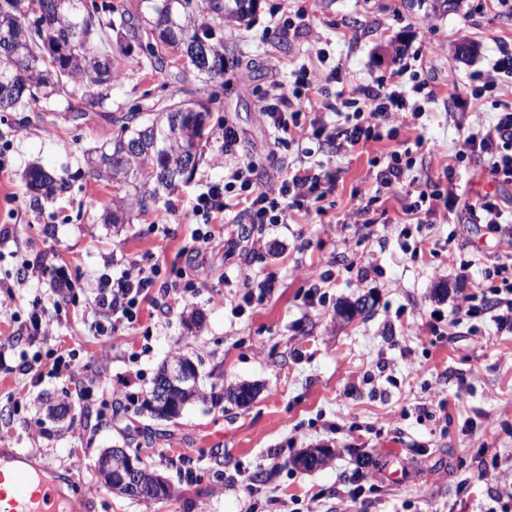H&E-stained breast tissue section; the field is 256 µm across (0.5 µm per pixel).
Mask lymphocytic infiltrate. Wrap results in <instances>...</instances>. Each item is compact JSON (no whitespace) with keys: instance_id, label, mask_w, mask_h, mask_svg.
Returning a JSON list of instances; mask_svg holds the SVG:
<instances>
[{"instance_id":"obj_1","label":"lymphocytic infiltrate","mask_w":512,"mask_h":512,"mask_svg":"<svg viewBox=\"0 0 512 512\" xmlns=\"http://www.w3.org/2000/svg\"><path fill=\"white\" fill-rule=\"evenodd\" d=\"M406 67L394 70L389 79L352 86L348 93L329 94L327 86L342 80V68L330 60L326 49H314L308 62L292 69L288 85H274L260 109L264 124L276 142L300 143L315 140L335 151H350L381 141L383 129L406 112L418 113L423 103L431 102L433 92L424 84H408ZM223 181L208 184L194 201L193 210L203 216L204 225L195 229L193 239L199 249L208 248L216 239L215 227L223 223L231 205H239L252 224H284L292 212L317 207L333 190L334 177L323 166L299 162L289 167L286 176L260 177L253 161L238 157L239 134L225 126ZM423 138L389 152L385 166L376 174V183L385 189H398L410 197L409 215L431 222L449 204L461 202L458 220L463 224H483L491 231L512 239V210L506 209L496 193L478 194L474 203H464L465 191L453 182V166H445L443 188H434L431 180L410 176L412 156L424 147ZM476 158L486 162L492 183H512V107L496 113L492 121L478 131L461 130L455 160ZM114 257H107L105 273L87 302L97 335L109 336L135 323L141 303L151 300V292L166 279L159 264L128 261L119 276L108 272ZM500 286L484 299L481 308L489 313L498 330L512 332V263L502 260L493 265ZM472 305L459 307L448 320L456 326L463 317L473 315Z\"/></svg>"}]
</instances>
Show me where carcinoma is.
Segmentation results:
<instances>
[{"label":"carcinoma","mask_w":512,"mask_h":512,"mask_svg":"<svg viewBox=\"0 0 512 512\" xmlns=\"http://www.w3.org/2000/svg\"><path fill=\"white\" fill-rule=\"evenodd\" d=\"M45 16L35 21L26 13L28 0H0V110L31 102L53 111L62 107L75 118L112 107V86L129 63L145 71L163 73L175 67L190 69L207 80L224 78V22L244 23L256 0H139L134 12L127 4H108L89 11L82 0H39ZM160 101L144 112L132 106L121 113L125 137L102 146L87 159L88 173L131 188L112 196L106 220L132 221L133 204L145 207L160 189H175L198 161L196 140L218 103V96ZM26 184L39 197L67 192L69 180L39 165L28 168ZM200 395V386L177 394L179 409L162 411L150 391L139 406L156 419L180 415ZM240 406L254 397V389L240 384L225 392ZM158 473L140 464L130 497L143 502L166 499L172 488L157 483Z\"/></svg>","instance_id":"carcinoma-1"}]
</instances>
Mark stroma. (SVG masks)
<instances>
[{
    "label": "stroma",
    "instance_id": "obj_1",
    "mask_svg": "<svg viewBox=\"0 0 512 512\" xmlns=\"http://www.w3.org/2000/svg\"><path fill=\"white\" fill-rule=\"evenodd\" d=\"M284 7L307 13L346 81L389 76L401 53L436 98L420 118L401 115L397 139L324 155L336 188L323 214L297 212L289 225L258 226L230 213L218 242L196 255L192 234L201 219L192 205L207 183L224 178V125L237 130L238 152L259 171H284L297 161L296 146L275 144L259 115L268 88L288 82L293 63L310 55L306 41H282ZM475 7V0L448 7L441 0H257L247 25L224 29L223 81L132 65L112 88L111 111L77 121L35 105L0 111L7 164L0 225L11 229L0 243V282L15 279L20 254L52 267L17 288L15 301L0 303V344L16 345L32 308H45L51 334L35 350H76L84 373L80 380L24 374L8 351L0 366V448L19 449L58 474L80 512H512V498L491 478L512 466V333L497 332L480 315L465 319L455 339L442 336L465 295L493 287L483 272L511 249L483 225L458 224L453 211L403 236L409 200L399 192L383 194L366 223L348 218L355 194L372 189L378 161L401 141L426 139L417 172L433 177L454 155L458 127L479 129L498 102L512 105V94L488 98L479 111L466 102L468 83L497 54L496 39L512 42V16H484ZM203 85L218 93L221 106L199 141L202 157L191 179L161 193L132 222L103 223L113 188L89 176L87 151L121 137L114 114ZM34 163L68 177L70 191L34 203L23 177ZM259 237L264 248L252 249ZM113 250L184 269L201 286L192 306L176 305L164 316L146 303L137 323L97 336L85 306ZM464 261L472 268L463 278ZM361 270L368 273L362 282ZM316 279L324 298L311 306L305 294ZM248 290L262 298L245 307ZM360 297L369 298L370 309L343 317L341 305ZM193 308L203 321L191 329ZM437 313L442 322L434 321ZM106 344L112 352L104 360ZM177 354L200 360L202 398L172 421L132 410L113 414V403L145 397L157 368ZM240 383L260 389L246 407L224 396ZM23 385L36 397L67 399L71 427L57 430L35 403L14 410L10 395ZM130 436L141 460L168 477L172 497L144 503L104 485L100 453ZM318 449L327 452L326 463L302 468L299 457ZM361 454L373 465L360 474ZM77 458L82 468L73 467ZM355 476L364 490L351 501Z\"/></svg>",
    "mask_w": 512,
    "mask_h": 512
}]
</instances>
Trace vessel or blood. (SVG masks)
I'll use <instances>...</instances> for the list:
<instances>
[{
    "instance_id": "1",
    "label": "vessel or blood",
    "mask_w": 512,
    "mask_h": 512,
    "mask_svg": "<svg viewBox=\"0 0 512 512\" xmlns=\"http://www.w3.org/2000/svg\"><path fill=\"white\" fill-rule=\"evenodd\" d=\"M55 482L14 449H0V512H71Z\"/></svg>"
}]
</instances>
